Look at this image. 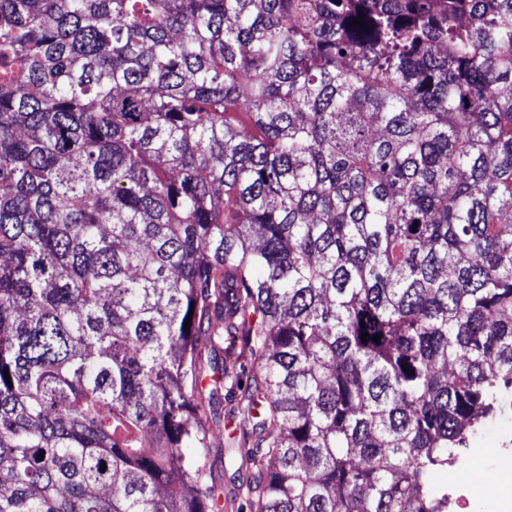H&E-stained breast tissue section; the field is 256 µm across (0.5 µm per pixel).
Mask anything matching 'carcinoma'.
I'll list each match as a JSON object with an SVG mask.
<instances>
[{"instance_id": "carcinoma-1", "label": "carcinoma", "mask_w": 512, "mask_h": 512, "mask_svg": "<svg viewBox=\"0 0 512 512\" xmlns=\"http://www.w3.org/2000/svg\"><path fill=\"white\" fill-rule=\"evenodd\" d=\"M226 399L245 512H448L512 414V0H0V512H224ZM235 403L224 401V418L221 417V421L215 423L211 428V434L214 437L216 444L219 439L224 441L227 438L228 433H232L236 429L239 428L240 418L235 417L237 414L236 409H234ZM509 448V453L501 448ZM475 448H499L500 455L489 459L478 453ZM511 448V454H510ZM502 457L512 460V417L502 416L486 422L477 436L471 441L470 448L464 450L459 460L448 466V471L441 473L439 480L448 484V479L456 482L455 488H464L470 479V468L482 467L490 475L495 474L496 466ZM215 448L213 455L206 461V471H211L212 477L218 484L223 483L226 490L235 491L238 494V503L244 501L246 497V483L242 484V477L246 480L248 473L245 474L244 470L240 471V478L238 468L241 463L239 448H224V465L221 463L219 453Z\"/></svg>"}]
</instances>
